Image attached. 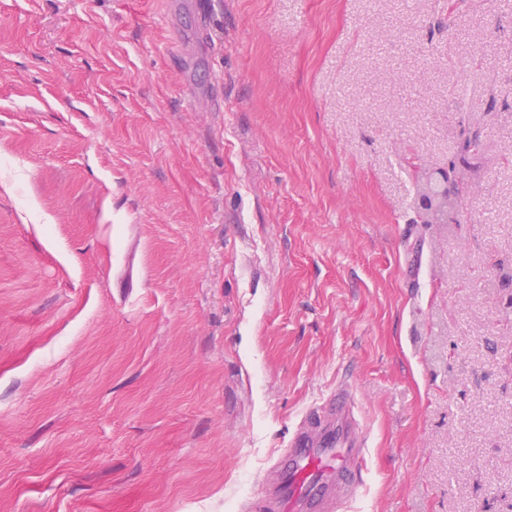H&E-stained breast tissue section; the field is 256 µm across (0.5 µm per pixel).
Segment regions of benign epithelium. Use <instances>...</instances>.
Listing matches in <instances>:
<instances>
[{
	"label": "benign epithelium",
	"mask_w": 512,
	"mask_h": 512,
	"mask_svg": "<svg viewBox=\"0 0 512 512\" xmlns=\"http://www.w3.org/2000/svg\"><path fill=\"white\" fill-rule=\"evenodd\" d=\"M415 204L426 224H443L448 210L465 206L473 193L474 183L468 172L420 165L414 169Z\"/></svg>",
	"instance_id": "benign-epithelium-1"
}]
</instances>
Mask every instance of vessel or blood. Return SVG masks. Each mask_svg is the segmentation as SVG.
<instances>
[{
  "label": "vessel or blood",
  "mask_w": 512,
  "mask_h": 512,
  "mask_svg": "<svg viewBox=\"0 0 512 512\" xmlns=\"http://www.w3.org/2000/svg\"><path fill=\"white\" fill-rule=\"evenodd\" d=\"M368 448L355 390L349 381H339L302 416L245 512H346L364 485Z\"/></svg>",
  "instance_id": "vessel-or-blood-1"
}]
</instances>
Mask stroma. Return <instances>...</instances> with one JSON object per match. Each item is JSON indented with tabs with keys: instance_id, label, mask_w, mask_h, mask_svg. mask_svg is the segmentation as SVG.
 I'll use <instances>...</instances> for the list:
<instances>
[{
	"instance_id": "35a3bbf8",
	"label": "stroma",
	"mask_w": 512,
	"mask_h": 512,
	"mask_svg": "<svg viewBox=\"0 0 512 512\" xmlns=\"http://www.w3.org/2000/svg\"><path fill=\"white\" fill-rule=\"evenodd\" d=\"M195 3L0 0V512H241L346 377L349 512H512V167H410L512 151V0ZM450 107L455 111L459 112L461 114V127H463L462 132L460 133V141L458 145V150L453 159H451L449 162H451V166L456 165L457 163H465L472 168L473 172L476 174L478 170L480 169V163L479 160L475 155H473L471 151V142L473 138H479L476 134L469 137L468 135H465V128H466V121L469 122L470 115L472 111L468 107V104L466 102V98H463L461 96H457L453 98L449 102ZM414 177L416 209L424 223L444 224L448 214V224H461L464 210L451 208L464 207L473 193L474 183L468 172L420 165L415 167Z\"/></svg>"
}]
</instances>
